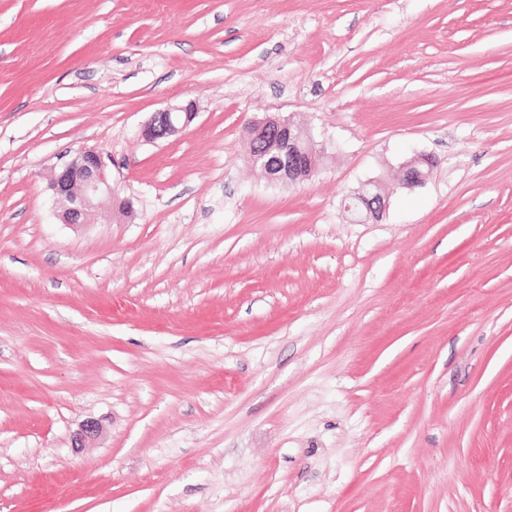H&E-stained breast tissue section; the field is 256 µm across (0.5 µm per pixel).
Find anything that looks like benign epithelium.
Here are the masks:
<instances>
[{
    "label": "benign epithelium",
    "mask_w": 512,
    "mask_h": 512,
    "mask_svg": "<svg viewBox=\"0 0 512 512\" xmlns=\"http://www.w3.org/2000/svg\"><path fill=\"white\" fill-rule=\"evenodd\" d=\"M193 101L172 105L151 114L141 128L142 138L150 143L168 139L184 131L196 118ZM249 162L262 169L274 184H302L319 170L325 146L317 142L308 129L288 116H269L252 121L245 127ZM433 161L414 154L400 165L402 186H422L431 174ZM56 216L63 224L85 226L95 223L96 216L118 206L125 216L133 213L129 199L117 200L112 173L102 153L85 149L77 152L50 179ZM388 195L381 180L371 178L344 201L343 209L357 223L379 222L388 209ZM101 433L99 423L88 421L73 435L72 445L84 448Z\"/></svg>",
    "instance_id": "1"
}]
</instances>
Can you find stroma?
<instances>
[{"label":"stroma","mask_w":512,"mask_h":512,"mask_svg":"<svg viewBox=\"0 0 512 512\" xmlns=\"http://www.w3.org/2000/svg\"><path fill=\"white\" fill-rule=\"evenodd\" d=\"M81 149L133 216L55 217ZM0 512H512V0H0ZM197 112L193 101L153 112L142 126L141 136L150 143L168 139L184 131L194 121ZM249 162L271 183L302 184L319 170L325 154L308 129L288 116H269L245 127ZM422 163L428 165L426 171L421 168ZM432 167L433 161L427 155L414 154L410 156L400 165L402 186L410 190L422 186L430 176ZM388 195L380 179L371 178L344 201L343 209L357 223L379 222L388 209Z\"/></svg>","instance_id":"stroma-1"}]
</instances>
